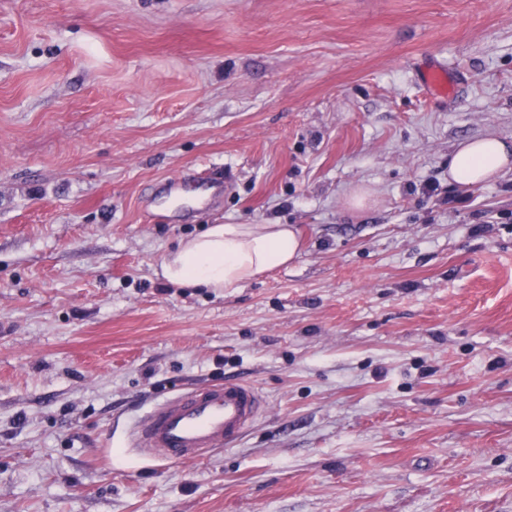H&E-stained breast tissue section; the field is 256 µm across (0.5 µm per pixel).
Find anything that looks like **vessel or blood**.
I'll use <instances>...</instances> for the list:
<instances>
[{"mask_svg":"<svg viewBox=\"0 0 512 512\" xmlns=\"http://www.w3.org/2000/svg\"><path fill=\"white\" fill-rule=\"evenodd\" d=\"M425 89L448 96L452 83L440 65L427 66ZM259 392L248 383L227 379L196 387L156 405L132 428V440L145 455L173 463L199 457L212 448L235 443L263 407Z\"/></svg>","mask_w":512,"mask_h":512,"instance_id":"vessel-or-blood-1","label":"vessel or blood"}]
</instances>
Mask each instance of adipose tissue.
Wrapping results in <instances>:
<instances>
[{"instance_id":"adipose-tissue-1","label":"adipose tissue","mask_w":512,"mask_h":512,"mask_svg":"<svg viewBox=\"0 0 512 512\" xmlns=\"http://www.w3.org/2000/svg\"><path fill=\"white\" fill-rule=\"evenodd\" d=\"M512 167V144L493 134L460 142L448 160L449 179L472 189ZM298 241L286 224H214L180 241L163 260L171 282L221 292L288 265Z\"/></svg>"}]
</instances>
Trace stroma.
Masks as SVG:
<instances>
[{
	"label": "stroma",
	"mask_w": 512,
	"mask_h": 512,
	"mask_svg": "<svg viewBox=\"0 0 512 512\" xmlns=\"http://www.w3.org/2000/svg\"><path fill=\"white\" fill-rule=\"evenodd\" d=\"M487 133L512 0H0V512H512V171L448 180ZM211 224L297 257L166 280ZM226 378L266 402L234 446L129 447ZM421 83L430 93L440 97H447L452 90L448 70L441 65L427 66L422 72ZM297 249L288 224H212L179 242L163 260V275L182 286L223 292L288 265Z\"/></svg>",
	"instance_id": "stroma-1"
}]
</instances>
